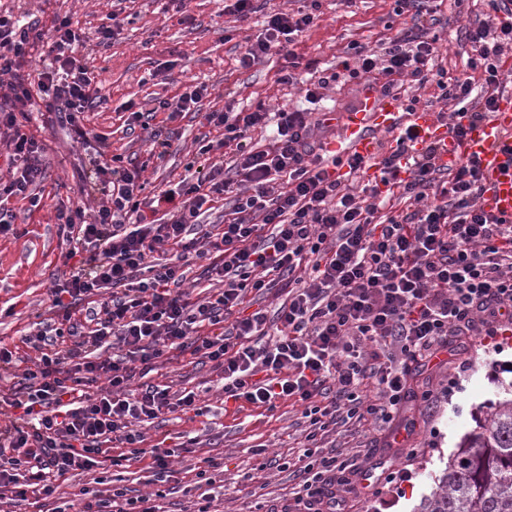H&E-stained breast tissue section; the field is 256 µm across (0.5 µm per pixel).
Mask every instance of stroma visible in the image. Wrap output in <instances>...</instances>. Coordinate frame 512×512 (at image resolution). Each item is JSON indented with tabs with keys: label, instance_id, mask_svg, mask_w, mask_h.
<instances>
[{
	"label": "stroma",
	"instance_id": "35a3bbf8",
	"mask_svg": "<svg viewBox=\"0 0 512 512\" xmlns=\"http://www.w3.org/2000/svg\"><path fill=\"white\" fill-rule=\"evenodd\" d=\"M289 7V0H266L262 12L238 20L225 14L224 0H184L178 11L170 9L168 0H130L121 34L105 42L101 30L112 24V0H0L1 13L38 23L48 37L54 20L67 19L83 41L79 55L100 95L84 114L90 134L85 143L73 140L62 114L40 110L31 116L30 130L45 142L43 176L29 188L41 201L33 209L22 197L0 198V210L10 215L15 228L0 236L1 345L24 361L36 357L22 338L35 323L51 317V290L70 270L59 214L79 205L89 209L101 200L83 177L91 168L98 138H105L108 156L121 157L123 166L142 167L148 196L180 181L188 166L232 164L234 154L228 148L198 153L201 146L221 139V131L207 125L201 114L186 112L169 119L160 101L204 83L209 94L203 112L223 108L228 101L239 110L261 101L271 113L305 108L300 82L341 72L350 42L380 50L392 0H321L314 26L292 46L299 62L297 84L279 83L284 64L279 56L248 70L240 68L239 45L261 32L266 13ZM469 14L460 11L455 0L438 6V64L452 76L461 73L469 50L461 37ZM131 104L154 111L149 129L128 127L126 108ZM155 129L161 130L168 147L154 143ZM146 384H166L175 391L205 389L211 407L205 416L187 411L143 426L145 447L162 442L175 451L166 482L151 481L141 462L116 467L107 459L71 478L62 498L31 497L16 502L14 512H50L62 503L69 512H83L94 502L101 480L116 477L133 497L164 491L157 501L160 512H286L293 505L299 483L294 468L266 469L262 462L278 454L297 457L307 428L301 406L284 401L271 412L249 404L224 408L219 377L211 362L198 355L158 359L152 371L133 381L137 388ZM511 385L512 331L485 347L474 336L411 367L407 397L390 422L337 425L323 439V451L354 457L346 473L353 512H413L430 494L463 437L505 398ZM428 392L437 393L438 402L425 400ZM180 433L195 437L193 451L178 449ZM258 444L266 445L265 456L254 455ZM206 458L215 465L205 483L196 473ZM387 467L409 468L412 477L400 487L390 486L376 475L377 469Z\"/></svg>",
	"mask_w": 512,
	"mask_h": 512
}]
</instances>
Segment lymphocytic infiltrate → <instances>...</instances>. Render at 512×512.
Returning a JSON list of instances; mask_svg holds the SVG:
<instances>
[{"mask_svg":"<svg viewBox=\"0 0 512 512\" xmlns=\"http://www.w3.org/2000/svg\"><path fill=\"white\" fill-rule=\"evenodd\" d=\"M484 11L463 37L471 51L462 75L435 69L438 36L429 32L433 0H395L394 13L410 23L387 37L381 53L352 43L349 79L400 97L406 111L421 100L404 96L405 83L435 80L439 98L454 105L448 134L463 141L467 128L493 112L512 74L500 58L512 49V20L501 0ZM320 0L294 11L267 14L262 32L239 56L248 69L275 55L293 58L296 36L313 27ZM35 24L0 14V75L11 72ZM47 45L50 67L37 82L18 78L0 92V129L9 133L12 179L0 195L40 199L27 188L42 171L44 142L26 125L38 105L64 114L77 139H86L83 114L96 100L94 79L76 53L80 37L56 21ZM264 104L203 114L224 133L238 157L229 168L183 178L175 187L143 197L140 168L113 166L99 151L93 179L102 202L93 213L64 214L61 229L75 236L82 258L55 284L60 324L38 323L24 342L40 351L24 381L0 402L11 408L0 426V499L5 494L51 496L68 474L96 465L104 445L122 449L121 461L142 462L166 476L170 448L144 449L142 423L179 410L207 415L197 393L166 385L132 388L137 373L172 351H191L213 362L225 403L266 411L290 401L309 422L303 451L300 512H345L337 493L348 468L319 456V435L338 418L391 421L406 398L411 364L432 357L462 336H496L512 324V223L480 204L477 160L438 162L432 143L400 178L396 153L337 158L329 148V119L280 110L269 147L252 146L267 125ZM345 166L336 174V166ZM229 196L223 223L204 229L200 217L210 193ZM406 203L390 209L392 199ZM180 260L212 256L209 279L221 289L192 298L179 266L156 262L157 246ZM287 289L275 318L246 312L248 293ZM72 345H60L63 336ZM107 380L100 388L99 380Z\"/></svg>","mask_w":512,"mask_h":512,"instance_id":"lymphocytic-infiltrate-1","label":"lymphocytic infiltrate"}]
</instances>
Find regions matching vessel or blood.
I'll return each instance as SVG.
<instances>
[{"label":"vessel or blood","instance_id":"b4317fda","mask_svg":"<svg viewBox=\"0 0 512 512\" xmlns=\"http://www.w3.org/2000/svg\"><path fill=\"white\" fill-rule=\"evenodd\" d=\"M411 126L416 134L415 148L429 143L441 146L439 161L456 163L467 154L479 160L484 192L481 205L497 218L512 223V95H503L488 119L473 127L464 144L448 136V128L437 113L424 109L403 112L401 103L373 89H365L358 107L343 113L340 119L342 134L332 142L337 156L357 154L368 157L378 150L377 133L392 132Z\"/></svg>","mask_w":512,"mask_h":512}]
</instances>
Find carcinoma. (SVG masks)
Wrapping results in <instances>:
<instances>
[{
  "mask_svg": "<svg viewBox=\"0 0 512 512\" xmlns=\"http://www.w3.org/2000/svg\"><path fill=\"white\" fill-rule=\"evenodd\" d=\"M417 512H512V398L464 437Z\"/></svg>",
  "mask_w": 512,
  "mask_h": 512,
  "instance_id": "cac0c4a2",
  "label": "carcinoma"
}]
</instances>
